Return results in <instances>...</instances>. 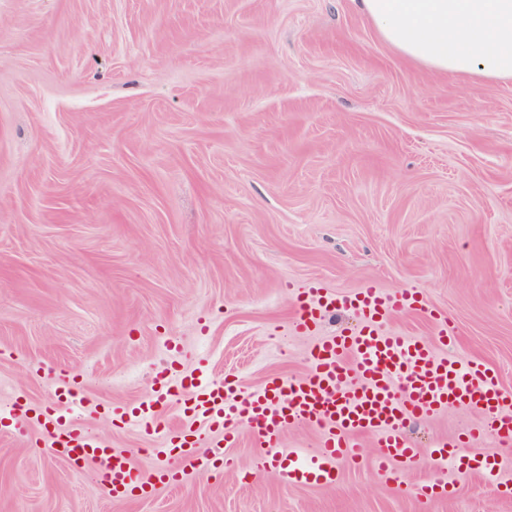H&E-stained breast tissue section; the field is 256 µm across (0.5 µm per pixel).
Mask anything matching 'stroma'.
I'll list each match as a JSON object with an SVG mask.
<instances>
[{
    "mask_svg": "<svg viewBox=\"0 0 512 512\" xmlns=\"http://www.w3.org/2000/svg\"><path fill=\"white\" fill-rule=\"evenodd\" d=\"M421 293L449 355L512 391V82L435 75L382 42L358 0H0V410L57 377L92 400L143 397L163 365L254 389L309 367L295 291ZM481 415L410 423L421 453ZM141 465L156 440L92 415ZM494 477L428 465L380 480L373 446L335 484L234 463L115 500L92 466L0 431V512H512ZM452 496L419 499L424 481Z\"/></svg>",
    "mask_w": 512,
    "mask_h": 512,
    "instance_id": "35a3bbf8",
    "label": "stroma"
}]
</instances>
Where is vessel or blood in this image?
Returning a JSON list of instances; mask_svg holds the SVG:
<instances>
[{"label":"vessel or blood","mask_w":512,"mask_h":512,"mask_svg":"<svg viewBox=\"0 0 512 512\" xmlns=\"http://www.w3.org/2000/svg\"><path fill=\"white\" fill-rule=\"evenodd\" d=\"M297 307L295 325L303 331L316 329L332 310L353 311L360 323L321 338L309 354L306 374L270 378L257 391L229 377L217 382L190 376L176 384L163 369L156 372L147 395L117 405L92 402L69 376H61L37 416L45 442L71 463H92L99 485L113 498L176 486L188 473L210 469L223 460L243 428L262 448L254 462L258 470L302 484H335L340 463L359 458L365 435L376 441L373 468L380 478L416 467L420 455L405 437L407 424L456 404L481 414L475 435L512 445V395L493 370L479 360L462 362L438 353V346L456 342L451 323L438 322L432 342L382 331L384 321L397 312H427L418 293L388 296L368 285L339 295L312 286L299 289ZM173 402L183 413L175 425L167 420ZM100 411L144 434H161L162 445L153 451L157 466L139 468L110 439L89 432L81 416ZM200 421L207 423L210 435L199 433ZM297 426L317 429L319 448L310 457L283 458L281 437Z\"/></svg>","instance_id":"b4317fda"}]
</instances>
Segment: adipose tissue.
Wrapping results in <instances>:
<instances>
[{"label": "adipose tissue", "instance_id": "ef3b65f1", "mask_svg": "<svg viewBox=\"0 0 512 512\" xmlns=\"http://www.w3.org/2000/svg\"><path fill=\"white\" fill-rule=\"evenodd\" d=\"M381 40L438 73L512 81V0H360Z\"/></svg>", "mask_w": 512, "mask_h": 512}]
</instances>
